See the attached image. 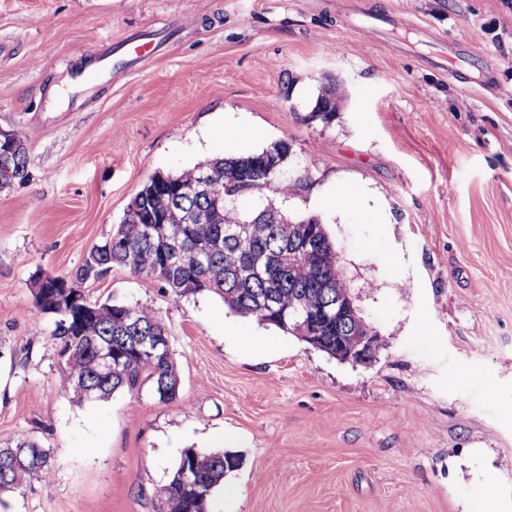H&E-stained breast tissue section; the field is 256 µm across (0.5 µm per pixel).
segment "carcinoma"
Here are the masks:
<instances>
[{"instance_id": "carcinoma-1", "label": "carcinoma", "mask_w": 512, "mask_h": 512, "mask_svg": "<svg viewBox=\"0 0 512 512\" xmlns=\"http://www.w3.org/2000/svg\"><path fill=\"white\" fill-rule=\"evenodd\" d=\"M290 146L281 141L260 152L217 157L206 161L213 173L210 193L222 199L220 210L203 224H189L186 212L210 209L206 198L180 197L165 182L154 190L135 193L124 217L112 234L88 251L70 277L82 283L103 278L113 267L133 275H146L157 281L173 298L212 293L244 316L273 325L297 336L309 345L336 356L340 347L358 348L366 336L377 331L367 327L358 314L344 316L341 326L319 324L311 339L289 324L288 313L304 301L317 309L346 290L336 265L335 248L320 219L309 216L293 220L273 205L242 217L228 206L234 197L257 191L276 179L282 170H270L262 159L273 157L285 162ZM28 177L25 151L10 158L0 156V189ZM155 222L147 233L146 219ZM246 224L248 233L230 236L231 227ZM315 230L312 252L298 250L300 230ZM180 245L175 270L161 259L169 244ZM48 301L34 294L37 309L54 318L53 336L59 341V365L66 384L89 399L108 397L118 391L133 396L147 392L161 402L171 403L179 392V376L172 353L143 354L138 351L146 339L168 338L157 313L125 300H91L83 295L81 305H70L63 292ZM272 303L278 315H271ZM110 350L122 357L121 368L108 371L102 352ZM50 453L37 440L22 437L0 448V493H15L46 474ZM242 456L235 452H199L186 449L164 487L168 512H207V502L226 473L238 469ZM193 472L201 493L190 497L182 490L185 470Z\"/></svg>"}]
</instances>
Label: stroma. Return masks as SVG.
I'll return each mask as SVG.
<instances>
[{
    "mask_svg": "<svg viewBox=\"0 0 512 512\" xmlns=\"http://www.w3.org/2000/svg\"><path fill=\"white\" fill-rule=\"evenodd\" d=\"M138 37L134 71L60 105L85 44ZM0 129L28 170L0 191V445L51 454L0 512H166L188 448L244 458L207 512H512V0H0ZM279 141V180L233 204L321 220L373 360L117 267L85 289L163 318L179 395L78 398L35 278L74 271L155 173ZM355 184L380 223L333 205Z\"/></svg>",
    "mask_w": 512,
    "mask_h": 512,
    "instance_id": "obj_1",
    "label": "stroma"
}]
</instances>
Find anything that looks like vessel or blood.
Here are the masks:
<instances>
[{
    "label": "vessel or blood",
    "mask_w": 512,
    "mask_h": 512,
    "mask_svg": "<svg viewBox=\"0 0 512 512\" xmlns=\"http://www.w3.org/2000/svg\"><path fill=\"white\" fill-rule=\"evenodd\" d=\"M152 47V42H141L119 53L98 41L84 45L70 74L68 108H75L93 86L111 80L114 73L133 57L150 51Z\"/></svg>",
    "instance_id": "obj_1"
}]
</instances>
